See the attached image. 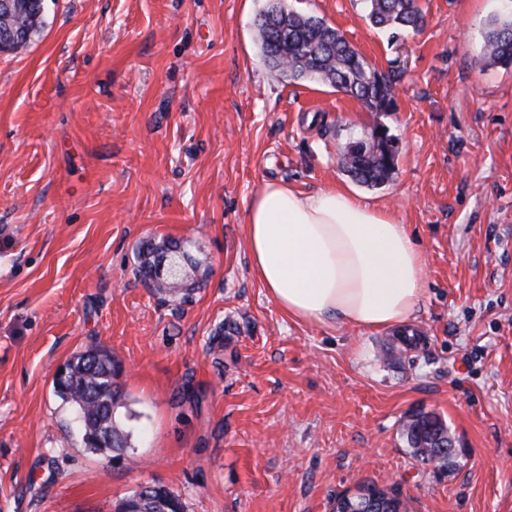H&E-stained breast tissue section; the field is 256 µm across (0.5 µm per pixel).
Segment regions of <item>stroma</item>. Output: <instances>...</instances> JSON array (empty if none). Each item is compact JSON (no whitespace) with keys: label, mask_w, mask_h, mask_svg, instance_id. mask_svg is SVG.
Segmentation results:
<instances>
[{"label":"stroma","mask_w":512,"mask_h":512,"mask_svg":"<svg viewBox=\"0 0 512 512\" xmlns=\"http://www.w3.org/2000/svg\"><path fill=\"white\" fill-rule=\"evenodd\" d=\"M391 39L362 0H288L390 77L374 114L265 65L264 0H46L0 54V512H115L141 485L186 512H335L374 483L409 512H512V69L482 68L505 0H418ZM386 126L394 179L369 188L339 146ZM353 187L407 225L427 276L380 332L294 321L253 275L245 225L269 180ZM200 265L187 300L136 275L143 241ZM91 346L121 366L115 459L85 448L56 396ZM456 440L417 462L408 416ZM403 434L413 457L418 462H436L446 468L454 465V459L451 457L456 455V445L452 437L448 436V443L443 444L441 448L431 447L436 436L448 435V426L439 416L431 413L412 415L404 426Z\"/></svg>","instance_id":"35a3bbf8"}]
</instances>
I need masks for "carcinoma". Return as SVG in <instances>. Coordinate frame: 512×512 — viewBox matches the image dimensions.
Masks as SVG:
<instances>
[{
    "instance_id": "carcinoma-1",
    "label": "carcinoma",
    "mask_w": 512,
    "mask_h": 512,
    "mask_svg": "<svg viewBox=\"0 0 512 512\" xmlns=\"http://www.w3.org/2000/svg\"><path fill=\"white\" fill-rule=\"evenodd\" d=\"M370 25L397 38L419 32L426 17L417 0H363ZM44 0H19V8L0 14V29H21L26 39L11 46L25 47L43 28ZM260 52L264 62L283 80H312L350 96L369 112L394 111L391 79L378 71L356 51L337 29L313 16L291 11L285 0H267L256 20ZM484 67L512 66V9L492 18L484 32ZM381 139L351 138L339 149V164L355 182L368 187L391 181L396 173V138L381 126ZM161 246L149 242L137 252V276L144 284L154 283L158 293H173L179 287L153 282L155 269L162 261ZM68 372L53 380L54 391L69 404L78 419L82 442L93 452L110 453L129 447L131 430L115 417L120 393L114 378L118 361L106 348L95 346L74 354L66 362ZM403 434L413 457L421 463L435 462L441 467L454 465L448 449L432 447L434 438L448 434V426L439 416L419 413L410 416ZM383 502V512H407L394 491L374 483ZM130 512H185L180 495L163 486H148L130 494ZM368 501L344 494L336 499V512H366Z\"/></svg>"
}]
</instances>
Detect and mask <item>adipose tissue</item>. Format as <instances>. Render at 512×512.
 Listing matches in <instances>:
<instances>
[{
    "label": "adipose tissue",
    "mask_w": 512,
    "mask_h": 512,
    "mask_svg": "<svg viewBox=\"0 0 512 512\" xmlns=\"http://www.w3.org/2000/svg\"><path fill=\"white\" fill-rule=\"evenodd\" d=\"M246 230L253 274L294 320L377 331L404 324L422 297L426 263L414 236L346 187L266 182Z\"/></svg>",
    "instance_id": "ef3b65f1"
}]
</instances>
